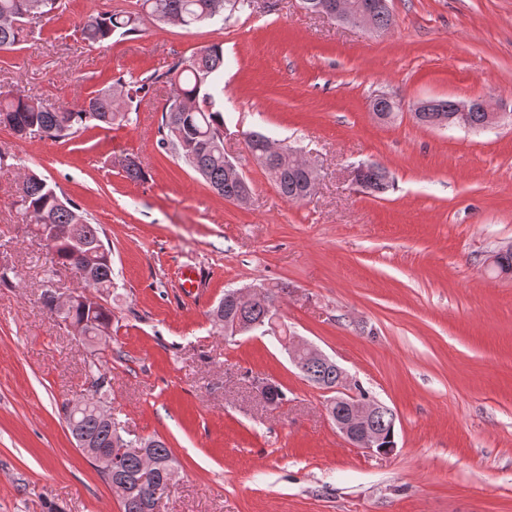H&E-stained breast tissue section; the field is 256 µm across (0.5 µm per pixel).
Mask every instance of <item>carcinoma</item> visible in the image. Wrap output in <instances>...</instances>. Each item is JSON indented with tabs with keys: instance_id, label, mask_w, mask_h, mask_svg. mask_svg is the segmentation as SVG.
<instances>
[{
	"instance_id": "1",
	"label": "carcinoma",
	"mask_w": 512,
	"mask_h": 512,
	"mask_svg": "<svg viewBox=\"0 0 512 512\" xmlns=\"http://www.w3.org/2000/svg\"><path fill=\"white\" fill-rule=\"evenodd\" d=\"M375 18V30L386 31L393 25L388 9L379 8V0H355ZM63 0H0V49H9L26 41L25 19L31 16L51 17L62 9ZM144 12H101L89 17L81 26L82 39L90 45H101L116 34L134 35L140 32L142 14L153 20L176 22L185 28L204 24L225 14L253 13L251 0H142ZM224 48L211 44L200 48L185 61L176 62L162 73L145 78L117 77L114 82L96 90L77 107H48L32 96H14L0 92V114H12L30 132L54 140L61 128L66 129L63 139H71L80 131L94 125L109 129L130 121L131 104L147 94L150 85L161 80L170 83L174 92L163 109L158 128V146L173 151L220 196L230 198L251 192L248 182L230 179L224 171V115L217 108V96L223 93ZM454 100L436 99L432 111L421 113L418 122L429 125L442 119L448 124L457 123L453 112ZM248 150L259 153L275 147L268 136L260 132L247 134ZM284 155L277 167L268 170L280 195L290 202H300L308 183L300 166L303 161L283 147ZM360 187L373 193H383L389 187L386 168L371 165L357 172ZM17 205L34 218L35 225L48 224L44 234L47 248L52 252L54 265L73 267L84 272L85 280L99 297H112V251L102 240L104 231L91 222L87 214L70 199L61 198L56 187L34 172L24 174L22 193ZM287 285L268 289L264 302L249 306L230 305L210 313L212 324L224 330L225 323H236L241 332H255L263 322L268 306L276 303L279 293ZM43 303L54 310L58 317L80 335L88 337L99 326L112 325V307L92 308L82 303L60 310L47 294ZM106 362L98 358L88 364L89 374L99 384V397L110 392L111 378L105 370ZM306 380L335 382V372L320 365L307 367L300 372ZM70 432L86 437L94 448H104L120 457L119 472L127 484L128 494L121 502V512H155V488L173 483L178 477V467L172 451L159 438H147L145 454L153 461L151 478L142 480V458L122 451L127 441L124 427L117 419L104 421L93 411L77 413L66 419Z\"/></svg>"
}]
</instances>
